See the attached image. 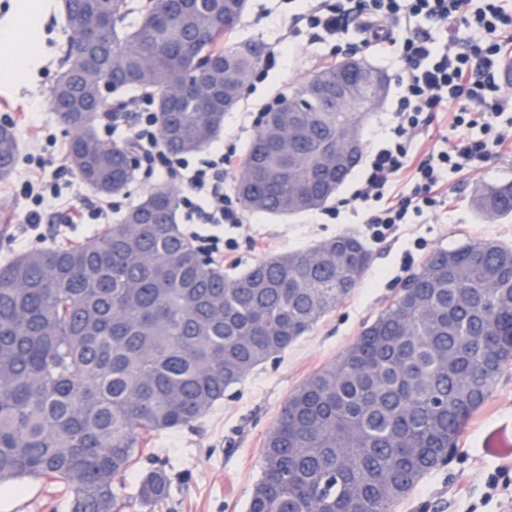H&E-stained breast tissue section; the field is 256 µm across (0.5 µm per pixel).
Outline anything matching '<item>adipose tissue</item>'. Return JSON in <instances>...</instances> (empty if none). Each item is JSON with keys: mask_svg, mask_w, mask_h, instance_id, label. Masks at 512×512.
Wrapping results in <instances>:
<instances>
[{"mask_svg": "<svg viewBox=\"0 0 512 512\" xmlns=\"http://www.w3.org/2000/svg\"><path fill=\"white\" fill-rule=\"evenodd\" d=\"M54 7V0H19L14 13L0 21V41L15 49L1 64L14 82L28 80L42 51L41 20Z\"/></svg>", "mask_w": 512, "mask_h": 512, "instance_id": "ef3b65f1", "label": "adipose tissue"}]
</instances>
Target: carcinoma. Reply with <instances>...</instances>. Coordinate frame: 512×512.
Here are the masks:
<instances>
[{"label":"carcinoma","instance_id":"1","mask_svg":"<svg viewBox=\"0 0 512 512\" xmlns=\"http://www.w3.org/2000/svg\"><path fill=\"white\" fill-rule=\"evenodd\" d=\"M247 0H151L122 27L125 0H63L66 23L112 24L92 49L67 50L50 107L81 129L68 158L101 195L133 180L130 144L96 131L101 73L112 90L152 91L167 144L206 147L241 99L266 49L233 41ZM188 86L180 111L165 88ZM271 114L251 139L234 188L243 209L293 216L326 204L358 165L336 146L359 112ZM19 140L0 124V178ZM488 220L512 215V183L473 196ZM176 191L158 188L78 246L31 249L0 265V482L62 485L70 512H124L164 501L158 467L120 493L152 436L207 415L255 367L307 334L359 286L370 249L343 233L266 257L228 280L180 230ZM512 364V248L471 240L436 249L339 359L308 377L269 429L247 512H390L439 466L466 420Z\"/></svg>","mask_w":512,"mask_h":512}]
</instances>
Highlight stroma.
Instances as JSON below:
<instances>
[{"label":"stroma","mask_w":512,"mask_h":512,"mask_svg":"<svg viewBox=\"0 0 512 512\" xmlns=\"http://www.w3.org/2000/svg\"><path fill=\"white\" fill-rule=\"evenodd\" d=\"M301 0H247L240 24L241 35L262 41L281 56L264 62L255 73L241 101L224 115L219 136L193 153L192 161L209 158L214 150L236 146L245 157L256 132V118L289 89L301 87L318 66L334 63L332 38L313 36L311 31L292 33L291 21L302 12ZM42 63L33 78L16 84L0 73V123L15 126L21 152L36 148L37 135L24 118L35 113L58 150H66L71 130L49 105L50 91L63 70L69 30L62 8H55L41 22ZM302 42L299 61L284 63L289 41ZM363 60L384 71L387 91L362 129L365 147L390 136V117L403 93V65L390 42L363 53ZM456 136L447 111L432 112L412 142L405 169L389 184L387 194H411L416 181L414 168L429 151L446 149ZM27 177L17 165L5 180L9 193L0 196V263L22 254L21 243L30 232L24 221L21 193ZM359 173L346 183L324 207L296 216L279 217L245 213L243 224L214 228L222 243L233 246L232 262L224 263L226 278H234L258 260L285 251L301 250L330 240L341 233L363 239L372 251V262L354 293L327 314L314 330L286 351L257 366L241 383L227 389L224 398L206 416L190 426L154 436L135 455L124 479L126 493H134L145 474L165 464L171 477L169 497L152 507H134L131 512H247L253 488L261 472V452L268 429L288 397L313 373L330 365L358 336L364 322L384 310L395 298L405 278L435 249L454 248L473 239L512 244V217L490 221L480 216L473 203L475 187L512 183V147L501 150L482 169L453 173L442 171V189L448 203L422 214H408L384 238L373 235L370 219L376 202L348 205L359 187ZM101 230L93 219L77 226L66 225L62 208L48 210L43 220L44 245L86 242ZM498 448H512V367L501 375L486 402L466 422L452 459L436 467L392 512H502L512 490H490L487 477L501 465Z\"/></svg>","instance_id":"obj_1"}]
</instances>
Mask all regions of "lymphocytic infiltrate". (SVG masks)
Returning <instances> with one entry per match:
<instances>
[{"label":"lymphocytic infiltrate","instance_id":"obj_1","mask_svg":"<svg viewBox=\"0 0 512 512\" xmlns=\"http://www.w3.org/2000/svg\"><path fill=\"white\" fill-rule=\"evenodd\" d=\"M370 14L389 19L403 27L395 45L404 68L403 94L393 113V136L371 150L363 186L356 199L381 202L379 213L372 217L375 236H384L391 225L403 223L408 212H423L438 205L439 171L473 170L492 159L503 147L507 136L499 128L505 104L498 95L496 82L500 62L512 47V13L506 12L500 0H308L296 20L306 23L327 36H342L348 27ZM456 28L462 25L473 36L466 43L449 37L445 45L418 26V19ZM451 105L452 127L463 134L446 150L428 153L415 168L419 186L408 197H387L385 189L405 166L413 136L422 116ZM113 127L129 126L130 137L138 151L151 163L159 165L160 179L178 182L190 193L183 200L187 218L198 224H238L242 221L238 206L224 192V172L233 160V152H222L194 167L182 157L166 154L154 113L139 102L124 106L112 119ZM480 128L482 137H470L469 131ZM38 178L26 181L24 198L31 206L26 213L29 225H40L52 196L41 173L52 169L55 178L72 177L70 167L57 157L29 155Z\"/></svg>","mask_w":512,"mask_h":512}]
</instances>
